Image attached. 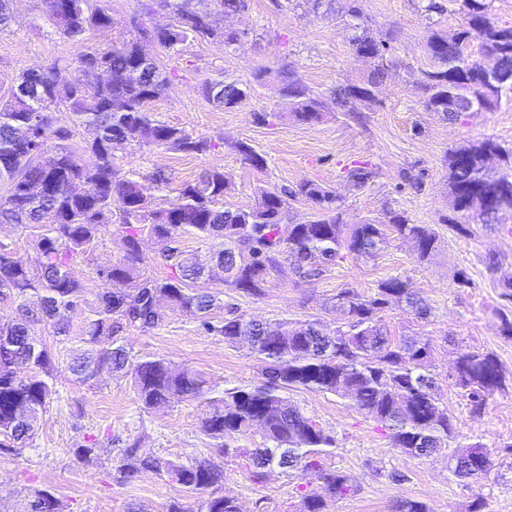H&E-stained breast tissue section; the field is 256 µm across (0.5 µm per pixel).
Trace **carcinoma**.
Masks as SVG:
<instances>
[{
  "mask_svg": "<svg viewBox=\"0 0 512 512\" xmlns=\"http://www.w3.org/2000/svg\"><path fill=\"white\" fill-rule=\"evenodd\" d=\"M214 13L195 10L192 0H143L141 17L134 18L130 37L107 51L93 50L79 58L77 74L66 75L56 64L21 72L0 101V181L8 195L0 200V223L17 224L31 231L41 261L30 267L22 257L0 253V293L18 299L19 317L0 324V448L24 445L33 438L37 422L56 393L55 360L61 349L48 345L35 332L42 324L52 329L55 343L65 342L69 329L62 312L79 305L83 286L72 276L77 262L94 265L92 244L102 234L119 237L122 257L107 268L96 269L105 282L94 318L87 321L81 342L84 350L71 358L73 379L91 385L104 366L131 374L134 392L147 409L163 407L174 394L204 399L208 393L202 375L164 357L130 360L119 333L129 326L151 330L162 325L165 307L178 306L204 317L217 307L218 297L202 286L205 263L176 247L184 236L211 242L209 260L230 275L223 279L230 291L258 296L270 273L286 260L301 279L322 274L342 251L375 257L386 240L384 225L366 221L344 224L335 198L320 184L305 180L291 188L262 187L255 204L235 210L217 206L230 181L220 167L208 168L162 208H153L141 193L142 184L123 171L120 160L132 146H161L177 153L205 155L216 144L182 128L151 118L146 106L167 90L170 79L154 59L142 54L141 40L173 49L194 38L210 39L226 47L240 35L224 27V16L244 12L250 0H216ZM466 24L452 38L435 30L427 36L426 51L432 68L419 78L424 105L449 120L461 115L453 99L463 96L472 111L512 103V91L494 96L487 88L479 61L467 52L475 42L480 54L495 60L507 84L512 85V26L495 23L488 0H463ZM305 12L314 17L336 13V0H304ZM165 10L172 23L150 31L144 18ZM51 19L69 40L112 26V14L92 7L90 0H56ZM351 39L356 55L376 61L355 83L338 85L330 100L313 93L287 69L266 68L258 81L275 84L279 97L296 120L311 124L321 119L329 104L343 112L359 101L375 103L374 89L383 82L388 42L374 36L367 24L355 25ZM202 92L217 109H233L249 97L247 87L223 77L204 82ZM64 106L72 123L84 128L82 152L68 141L72 129L58 124L56 107ZM223 146L256 171L267 161L243 140ZM53 153L52 167L41 162ZM512 159V148L487 139L448 155L450 207L463 218L499 224L512 213V171L494 176L487 172L488 155ZM353 186L364 187L374 177L365 166L346 170ZM305 199L318 206L308 224L290 222V202ZM389 227L402 238L414 240L418 261L434 255L438 238L426 224H411L393 212ZM148 234L161 244L160 259L169 276L144 273L140 239ZM403 305L418 318L429 307L399 277L381 282L373 296L350 287L331 299L332 310L343 316L336 334L327 335L320 321L292 323L286 319L258 321L237 314L224 319V341L239 342L240 330L251 337L262 381L246 388L224 391L222 405L206 414L203 432L221 439L226 433L253 434L254 422L263 417V444L256 448H228L226 454L251 461L252 476L261 480L266 470L280 468L315 474L325 495L344 496L353 490L346 475L324 467L335 439L315 419L292 405L285 391L295 387L334 394L366 411L388 431L393 445L413 457H430L455 439L454 418L439 402L436 378L430 373L431 343L421 338L392 336L380 312L389 303ZM28 368L21 376L17 368ZM454 386L468 391L474 410L483 408L504 377L488 354L463 350L457 360ZM454 474L477 479L493 467L491 450L476 442L452 455ZM151 472L169 477L199 494L197 512H240L224 496V470L206 460L191 465L159 456L137 455L136 444L122 450L113 478L127 483ZM324 495L302 496L299 512H324ZM26 512H62L57 497L47 489L34 491Z\"/></svg>",
  "mask_w": 512,
  "mask_h": 512,
  "instance_id": "1",
  "label": "carcinoma"
}]
</instances>
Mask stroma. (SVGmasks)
Wrapping results in <instances>:
<instances>
[{"instance_id":"1","label":"stroma","mask_w":512,"mask_h":512,"mask_svg":"<svg viewBox=\"0 0 512 512\" xmlns=\"http://www.w3.org/2000/svg\"><path fill=\"white\" fill-rule=\"evenodd\" d=\"M101 4L112 14L111 28L74 42L59 34L44 0H13L12 20L0 29V96L26 69L55 63L76 73L80 55L90 48L110 49L141 8V0ZM442 4V12L427 16L419 0H361L371 31L390 41L387 75L375 90L377 103L357 112L332 109L313 124L296 121L275 86L255 82L254 76L261 68L286 67L325 95L337 84L364 76L372 63L351 49L346 0H337L330 17L284 11L275 0H250L246 11L224 19L226 28L243 34L233 47L199 38L176 51L146 47L170 77L165 93L148 105L154 118L216 145L202 156L156 146L129 150L122 165L139 174L152 204L165 205L204 169L221 166L232 176L222 200L227 208L253 205L265 185L291 186L308 179L334 192L344 223L384 224L389 212L397 211L410 223L430 225L438 236L434 257L424 263L417 261L411 240L393 234L376 257L342 252L316 279H299L289 263H282L259 296L225 291L216 276L208 286L222 293L224 303L207 319L170 308L159 328H130L123 334L131 358L155 355L189 365L203 375L212 397L219 398L227 389L259 381L257 362L247 346L225 342L218 333L225 317L316 318L331 335L340 320L326 304L341 289L354 287L371 296L383 280H406L428 305V319L394 305L383 310L382 318L393 336L430 341L440 400L453 416L458 436L447 452L416 458L395 448L388 433L348 401L301 387L289 389V401L335 438L336 448L325 463L346 474L353 486L350 494L329 499L325 512H396L403 500L423 502L429 512H471L478 497L484 512H512V336L503 331L504 321H512V218L496 227L453 221L447 181L451 150L488 138L512 144V103L501 102L490 112H465L455 121L425 108L415 81L430 67L426 36L433 29L451 36L465 24L459 0ZM217 76L251 85L250 98L232 110L212 107L202 86ZM265 112L271 113L270 122H257V115ZM227 139L252 144L265 155L266 170H253L223 149ZM358 163L375 173L361 189L345 177L346 168ZM158 171L168 176L161 186L153 181ZM122 253L120 239L105 235L95 244V266L74 265L84 293L76 310L66 315L69 347L80 348L81 331L99 306L104 285L96 267L111 265ZM463 349L493 355L505 377L503 388L479 412L449 377ZM55 368L56 393L33 441L24 448H0V512H23L38 488L51 489L64 512H166L173 503L183 512H196L195 494L170 478L148 472L119 484L112 478L111 457H76L77 448L103 437L111 438L116 452L134 443L143 456L184 464L205 459L223 468V493L237 500L241 512H298L302 495L320 490L314 475L278 468L254 480L248 462L228 451L257 447L260 436L209 438L202 431L209 407L202 401L176 395L163 408L146 409L130 377L104 368L89 387L73 380L66 360H58ZM474 442L492 449V469L475 481L455 477L448 468L449 454Z\"/></svg>"}]
</instances>
